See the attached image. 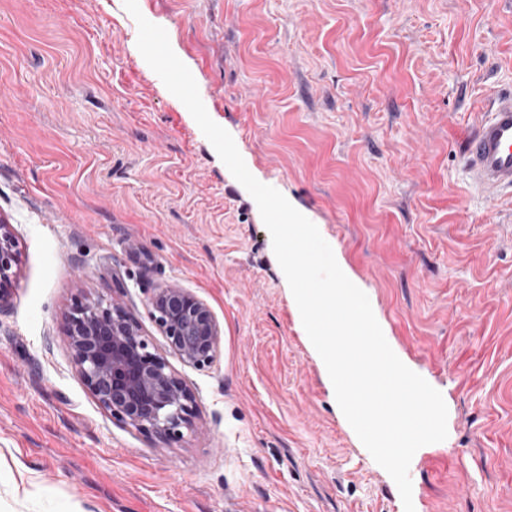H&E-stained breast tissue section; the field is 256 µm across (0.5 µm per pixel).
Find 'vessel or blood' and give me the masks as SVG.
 Returning a JSON list of instances; mask_svg holds the SVG:
<instances>
[{
	"mask_svg": "<svg viewBox=\"0 0 512 512\" xmlns=\"http://www.w3.org/2000/svg\"><path fill=\"white\" fill-rule=\"evenodd\" d=\"M466 165L478 189L512 191V92L492 96L466 144Z\"/></svg>",
	"mask_w": 512,
	"mask_h": 512,
	"instance_id": "obj_1",
	"label": "vessel or blood"
}]
</instances>
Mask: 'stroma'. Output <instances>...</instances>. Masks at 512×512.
I'll return each instance as SVG.
<instances>
[{"mask_svg": "<svg viewBox=\"0 0 512 512\" xmlns=\"http://www.w3.org/2000/svg\"><path fill=\"white\" fill-rule=\"evenodd\" d=\"M117 0H0V512H404L347 430L258 206L137 48ZM248 170L319 229L399 359L439 390L415 512H512V194L463 157L512 92V0H138ZM176 282L217 360L168 361L196 428L118 421L63 349L105 299L167 353ZM11 234L6 224H0V307L7 298V287L11 280L12 267ZM150 304L171 353L196 368L214 362L222 331L205 301L178 283H171L157 288Z\"/></svg>", "mask_w": 512, "mask_h": 512, "instance_id": "stroma-1", "label": "stroma"}]
</instances>
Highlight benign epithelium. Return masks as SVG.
Here are the masks:
<instances>
[{
  "label": "benign epithelium",
  "mask_w": 512,
  "mask_h": 512,
  "mask_svg": "<svg viewBox=\"0 0 512 512\" xmlns=\"http://www.w3.org/2000/svg\"><path fill=\"white\" fill-rule=\"evenodd\" d=\"M11 234L0 224V307L7 302L12 267ZM152 315L169 351L196 368L210 366L221 327L208 304L177 283L156 290ZM76 372L113 418L161 439L195 428L196 396L177 378L167 357L149 351L138 324L103 299L76 305L63 340Z\"/></svg>",
  "instance_id": "benign-epithelium-1"
}]
</instances>
